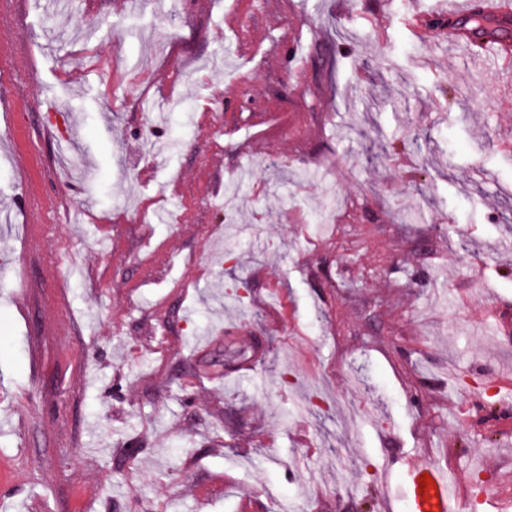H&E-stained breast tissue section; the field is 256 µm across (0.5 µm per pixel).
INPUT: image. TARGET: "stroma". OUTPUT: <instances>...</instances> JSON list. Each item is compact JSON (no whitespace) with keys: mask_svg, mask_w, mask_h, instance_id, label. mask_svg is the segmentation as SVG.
Here are the masks:
<instances>
[{"mask_svg":"<svg viewBox=\"0 0 512 512\" xmlns=\"http://www.w3.org/2000/svg\"><path fill=\"white\" fill-rule=\"evenodd\" d=\"M453 4L0 14L8 512H512V59ZM426 471L432 478V486H430V503L426 508L425 504L418 499L413 486V512H448L453 510L451 505L456 497L453 486L448 483V476L438 468H423L419 472ZM436 483V486H433Z\"/></svg>","mask_w":512,"mask_h":512,"instance_id":"stroma-1","label":"stroma"}]
</instances>
